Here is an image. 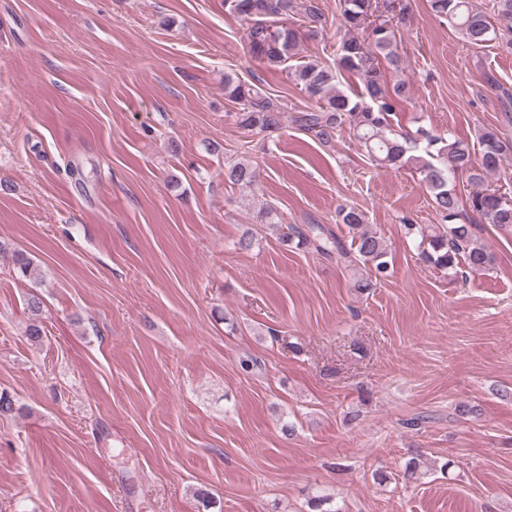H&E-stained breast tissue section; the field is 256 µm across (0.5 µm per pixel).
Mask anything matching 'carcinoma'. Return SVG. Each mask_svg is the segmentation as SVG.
<instances>
[{
  "instance_id": "1",
  "label": "carcinoma",
  "mask_w": 512,
  "mask_h": 512,
  "mask_svg": "<svg viewBox=\"0 0 512 512\" xmlns=\"http://www.w3.org/2000/svg\"><path fill=\"white\" fill-rule=\"evenodd\" d=\"M494 17L478 0H428L432 14L445 21L470 46L494 43L512 45V0H491ZM343 26L351 36L341 41L334 64L317 61L294 62L302 39L314 31L304 24L320 20L318 8L310 0H224L227 15L245 23L250 56L269 68L283 70L301 87L313 104L295 111L292 123L323 145L335 143L343 130L358 141L367 160L377 168H408L430 196L440 223L430 228L403 220L406 234L418 239L420 258L448 274L478 273L494 262L493 255L477 235L483 223L505 233L512 232V193L487 185L512 157V138L493 128L478 131L476 140L438 135L423 124L413 131L395 129L393 117L398 105L407 100L411 83L407 64L393 50L396 31L406 21L403 0H339ZM345 73L362 78L360 91L349 95L340 88ZM224 98L234 104L240 128L271 134L281 128L284 109L271 94L230 73L224 74ZM227 180L241 189L256 181L250 163L236 160L228 164ZM467 177L474 187L468 198L457 189L456 179ZM261 221L278 231L285 246H311L325 257L336 255L361 270L355 287L367 290L393 274L388 245L384 238L366 229L365 215L355 207H342L338 221L351 234L350 245L322 224H280L268 207ZM19 277L34 280L38 268L22 251L13 255Z\"/></svg>"
}]
</instances>
